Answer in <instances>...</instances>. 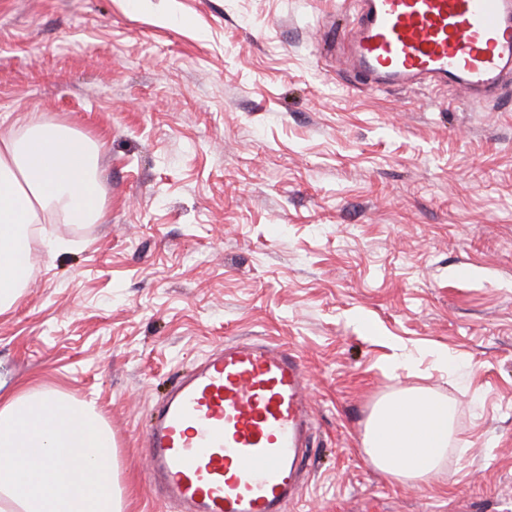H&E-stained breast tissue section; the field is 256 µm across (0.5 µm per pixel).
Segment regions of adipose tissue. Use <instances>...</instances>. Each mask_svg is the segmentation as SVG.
Instances as JSON below:
<instances>
[{"label": "adipose tissue", "mask_w": 512, "mask_h": 512, "mask_svg": "<svg viewBox=\"0 0 512 512\" xmlns=\"http://www.w3.org/2000/svg\"><path fill=\"white\" fill-rule=\"evenodd\" d=\"M99 144L18 113L0 136V313L28 286L33 225L101 224L107 211ZM453 409L425 390L385 399L365 452L385 474L430 483L452 438ZM112 431L94 402L23 387L0 396V512H123Z\"/></svg>", "instance_id": "1"}]
</instances>
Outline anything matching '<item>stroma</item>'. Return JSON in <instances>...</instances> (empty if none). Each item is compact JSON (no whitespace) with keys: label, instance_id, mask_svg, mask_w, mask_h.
I'll return each mask as SVG.
<instances>
[{"label":"stroma","instance_id":"1","mask_svg":"<svg viewBox=\"0 0 512 512\" xmlns=\"http://www.w3.org/2000/svg\"><path fill=\"white\" fill-rule=\"evenodd\" d=\"M359 0H0L15 112L102 144L104 224H43L0 314V394L94 400L125 512L153 405L220 343L296 349L315 423L287 512H512V77L471 99L371 90ZM454 408L448 460L401 482L364 451L383 398Z\"/></svg>","mask_w":512,"mask_h":512}]
</instances>
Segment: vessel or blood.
<instances>
[{"label": "vessel or blood", "mask_w": 512, "mask_h": 512, "mask_svg": "<svg viewBox=\"0 0 512 512\" xmlns=\"http://www.w3.org/2000/svg\"><path fill=\"white\" fill-rule=\"evenodd\" d=\"M346 42L345 64L367 88L491 95L512 72V0H362ZM312 428L300 354L227 342L154 406L147 478L177 512H284L302 490Z\"/></svg>", "instance_id": "vessel-or-blood-1"}]
</instances>
